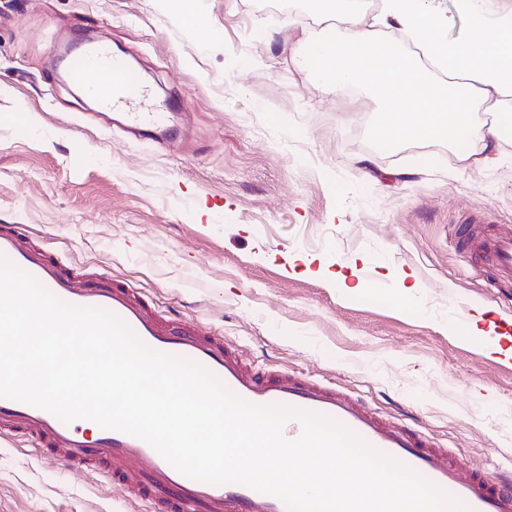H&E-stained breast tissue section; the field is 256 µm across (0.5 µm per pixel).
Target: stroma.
I'll return each instance as SVG.
<instances>
[{
	"instance_id": "obj_1",
	"label": "stroma",
	"mask_w": 512,
	"mask_h": 512,
	"mask_svg": "<svg viewBox=\"0 0 512 512\" xmlns=\"http://www.w3.org/2000/svg\"><path fill=\"white\" fill-rule=\"evenodd\" d=\"M0 0V223L83 273L139 289L263 371L335 385L419 426L468 466L512 470V357L449 327L455 304L512 326L457 224L512 229V130L489 166L470 142L386 146L370 90L329 89L300 64L304 0ZM106 36L180 99L182 141L112 126L59 72L69 39ZM407 275L412 304L389 295ZM359 293H351V286ZM0 512H147L121 488L0 437Z\"/></svg>"
}]
</instances>
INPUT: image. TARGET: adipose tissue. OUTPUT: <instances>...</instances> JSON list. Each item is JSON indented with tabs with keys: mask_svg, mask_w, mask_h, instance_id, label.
Masks as SVG:
<instances>
[{
	"mask_svg": "<svg viewBox=\"0 0 512 512\" xmlns=\"http://www.w3.org/2000/svg\"><path fill=\"white\" fill-rule=\"evenodd\" d=\"M326 2L352 26L343 34L321 29L302 62L327 85L377 88L396 100L379 113L376 140L467 139L478 144L481 162L493 159L512 122V0H456L451 11L431 9L428 0H382L368 22L358 0ZM394 31L421 47L425 61L391 39ZM482 110L496 121L477 123Z\"/></svg>",
	"mask_w": 512,
	"mask_h": 512,
	"instance_id": "obj_1",
	"label": "adipose tissue"
}]
</instances>
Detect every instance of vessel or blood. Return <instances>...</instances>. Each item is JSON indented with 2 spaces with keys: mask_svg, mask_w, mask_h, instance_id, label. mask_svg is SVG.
Returning a JSON list of instances; mask_svg holds the SVG:
<instances>
[{
  "mask_svg": "<svg viewBox=\"0 0 512 512\" xmlns=\"http://www.w3.org/2000/svg\"><path fill=\"white\" fill-rule=\"evenodd\" d=\"M62 63L70 81L84 88L99 108L116 114L127 129L177 139L176 99L152 98L105 41L68 50ZM467 244L485 260L492 287H512V231L471 238ZM0 256L60 300L117 316L150 349L200 364L246 402L286 406L332 419L442 490L466 512H512L511 477L489 479L438 447L422 430L383 418L335 387L291 371L263 376L248 370L238 350L197 324L158 317L136 289L73 272L48 249L35 245L26 225L0 224ZM4 434L46 449L70 468L93 467L110 475L131 499L147 503L149 512H288L279 498L245 485L191 479L135 436L88 420L66 424L46 410L0 397V435Z\"/></svg>",
  "mask_w": 512,
  "mask_h": 512,
  "instance_id": "obj_1",
  "label": "vessel or blood"
}]
</instances>
